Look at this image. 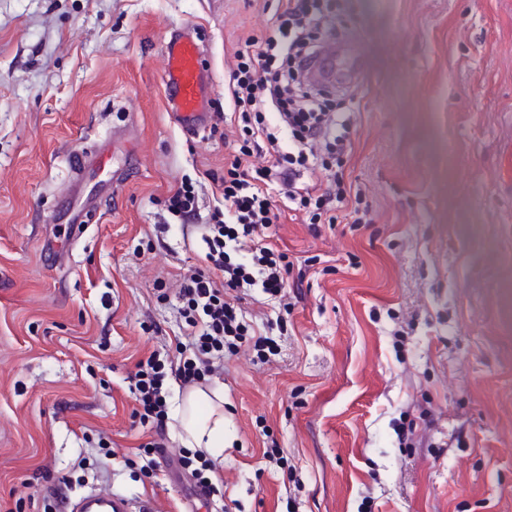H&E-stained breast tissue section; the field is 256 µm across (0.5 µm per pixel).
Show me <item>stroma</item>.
Wrapping results in <instances>:
<instances>
[{"mask_svg":"<svg viewBox=\"0 0 512 512\" xmlns=\"http://www.w3.org/2000/svg\"><path fill=\"white\" fill-rule=\"evenodd\" d=\"M277 6L0 0V512H66L99 489L156 512H512V0H340L362 70L335 93L353 196L274 228L299 290L245 300L273 353L243 342L203 383L224 392L216 494L170 473L175 416L162 448L137 451L155 431L136 363L176 359L178 288L206 266L165 197L189 181L200 214L221 205L213 178L239 137L171 124L163 46L196 26L222 109L235 51ZM115 129L70 238L67 159ZM272 444L283 466L261 462Z\"/></svg>","mask_w":512,"mask_h":512,"instance_id":"1","label":"stroma"}]
</instances>
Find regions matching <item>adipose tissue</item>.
Returning a JSON list of instances; mask_svg holds the SVG:
<instances>
[{
	"mask_svg": "<svg viewBox=\"0 0 512 512\" xmlns=\"http://www.w3.org/2000/svg\"><path fill=\"white\" fill-rule=\"evenodd\" d=\"M182 410V443L190 448L218 457L224 452V397L191 391L184 399Z\"/></svg>",
	"mask_w": 512,
	"mask_h": 512,
	"instance_id": "adipose-tissue-1",
	"label": "adipose tissue"
}]
</instances>
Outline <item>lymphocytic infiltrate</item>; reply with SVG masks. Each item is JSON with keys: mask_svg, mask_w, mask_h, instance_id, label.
<instances>
[{"mask_svg": "<svg viewBox=\"0 0 512 512\" xmlns=\"http://www.w3.org/2000/svg\"><path fill=\"white\" fill-rule=\"evenodd\" d=\"M331 15L328 0H280L269 34L248 37L235 54L224 109L214 119L237 122L242 137L224 163V205L203 226L211 269L185 276L179 288L192 340L179 345L172 369L150 356L139 360L133 376L135 400L156 425L167 414V376L185 387L198 385L249 336L241 302L252 290L285 297L290 264L272 236L280 207L321 212L350 194L333 168L346 152L348 124L339 120L328 92L293 83L315 58ZM318 169L326 171V183L304 181V173Z\"/></svg>", "mask_w": 512, "mask_h": 512, "instance_id": "lymphocytic-infiltrate-1", "label": "lymphocytic infiltrate"}]
</instances>
